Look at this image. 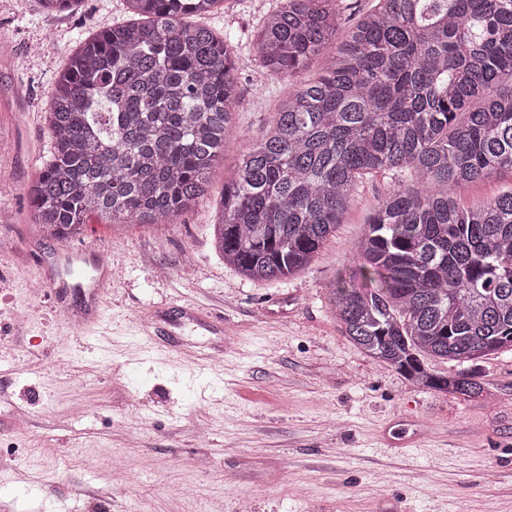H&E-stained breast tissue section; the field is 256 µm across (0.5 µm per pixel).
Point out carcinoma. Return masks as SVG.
<instances>
[{
    "mask_svg": "<svg viewBox=\"0 0 512 512\" xmlns=\"http://www.w3.org/2000/svg\"><path fill=\"white\" fill-rule=\"evenodd\" d=\"M331 0H284L258 33L262 65L291 75L331 42L224 185V261L253 282L304 269L343 223L360 179L409 172L382 198L354 277L331 285L341 332L411 383L468 398L473 373L436 374L512 348V190L463 208L453 190L512 171V0H377L347 30ZM133 18L86 38L50 102V156L28 190L46 237L173 224L209 195L240 104L231 42L201 19L224 0H125Z\"/></svg>",
    "mask_w": 512,
    "mask_h": 512,
    "instance_id": "cac0c4a2",
    "label": "carcinoma"
}]
</instances>
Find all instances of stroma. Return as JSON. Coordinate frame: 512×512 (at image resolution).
I'll return each instance as SVG.
<instances>
[{
  "label": "stroma",
  "mask_w": 512,
  "mask_h": 512,
  "mask_svg": "<svg viewBox=\"0 0 512 512\" xmlns=\"http://www.w3.org/2000/svg\"><path fill=\"white\" fill-rule=\"evenodd\" d=\"M280 0H224L242 104L211 195L174 224L90 219L65 242L34 224L27 189L50 154L49 104L80 41L126 19L122 0H0V504L9 512H512V351L430 369L471 370L483 394L410 384L340 332L329 286L358 262L379 201L405 172L362 178L303 271L253 283L215 248L214 209L240 156L320 64L261 66L256 33ZM512 189V172L465 184L463 207ZM111 277L88 288L64 267ZM54 282L37 283L44 274ZM178 364L147 354L154 335Z\"/></svg>",
  "instance_id": "1"
}]
</instances>
